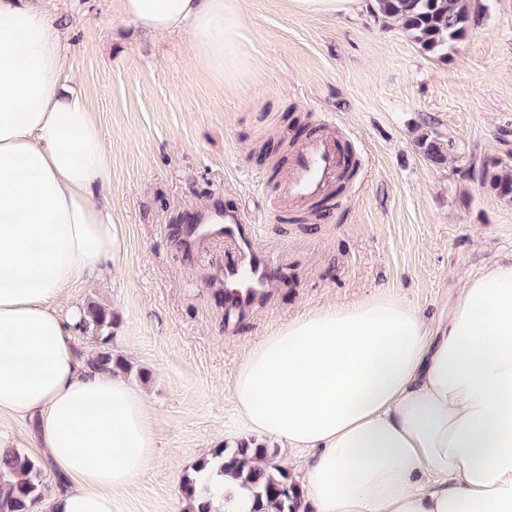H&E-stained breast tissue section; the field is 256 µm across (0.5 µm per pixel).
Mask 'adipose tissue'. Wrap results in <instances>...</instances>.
I'll return each instance as SVG.
<instances>
[{
  "label": "adipose tissue",
  "instance_id": "adipose-tissue-1",
  "mask_svg": "<svg viewBox=\"0 0 512 512\" xmlns=\"http://www.w3.org/2000/svg\"><path fill=\"white\" fill-rule=\"evenodd\" d=\"M149 32L188 30L220 82L245 0H122ZM40 0H0V421L28 420L66 485L52 512H112L155 457L142 395L66 340L69 288L116 266L122 243L103 135L63 75ZM232 394L258 440L288 445L301 512H512V263L463 281L432 321L386 293L278 327Z\"/></svg>",
  "mask_w": 512,
  "mask_h": 512
}]
</instances>
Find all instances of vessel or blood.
<instances>
[{"mask_svg": "<svg viewBox=\"0 0 512 512\" xmlns=\"http://www.w3.org/2000/svg\"><path fill=\"white\" fill-rule=\"evenodd\" d=\"M346 168L347 154L339 133L319 126L315 134L295 147L287 173L276 182L277 208L288 212L332 198ZM186 239L200 247L217 239L224 242V265L219 275L224 287L225 327H233L242 315L270 302L269 285L282 267L256 248L253 227L240 214L212 211L205 223L188 227Z\"/></svg>", "mask_w": 512, "mask_h": 512, "instance_id": "1", "label": "vessel or blood"}]
</instances>
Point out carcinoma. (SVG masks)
<instances>
[{
  "mask_svg": "<svg viewBox=\"0 0 512 512\" xmlns=\"http://www.w3.org/2000/svg\"><path fill=\"white\" fill-rule=\"evenodd\" d=\"M372 9L384 23L397 26L423 52L442 62L456 53L477 19L471 0H373ZM416 145L437 165L448 160L450 144L436 136L424 133ZM483 184L499 199L512 202V173L496 162L484 168ZM81 310L75 329L96 343L88 359L90 369L114 374L126 371V362L112 353V312L95 301L83 303ZM209 472L238 480L255 503L253 512H298L299 484L277 460V449L254 438L217 448L197 463L182 483L187 512H215L204 479ZM43 496L41 464L17 448L1 450L0 512H31Z\"/></svg>",
  "mask_w": 512,
  "mask_h": 512,
  "instance_id": "1",
  "label": "carcinoma"
}]
</instances>
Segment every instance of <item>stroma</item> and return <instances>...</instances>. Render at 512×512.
<instances>
[{"label":"stroma","instance_id":"stroma-1","mask_svg":"<svg viewBox=\"0 0 512 512\" xmlns=\"http://www.w3.org/2000/svg\"><path fill=\"white\" fill-rule=\"evenodd\" d=\"M479 2V23L442 63L375 18L372 0L333 17L247 0L249 70L217 85L201 77L187 32L143 34L121 0H40L102 130L112 166L102 194L123 245L112 272L71 288L70 300L112 311V351L157 445L112 512H186L184 476L226 436L246 435L232 383L280 324L380 293L434 318L462 278L512 257V203L482 182L490 161L512 172V0ZM320 114L365 176L341 207L278 213L270 163ZM426 131L452 141L446 164L420 153ZM206 206L244 213L257 248L288 269L272 302L230 330L212 285L223 245L198 256L180 245Z\"/></svg>","mask_w":512,"mask_h":512}]
</instances>
